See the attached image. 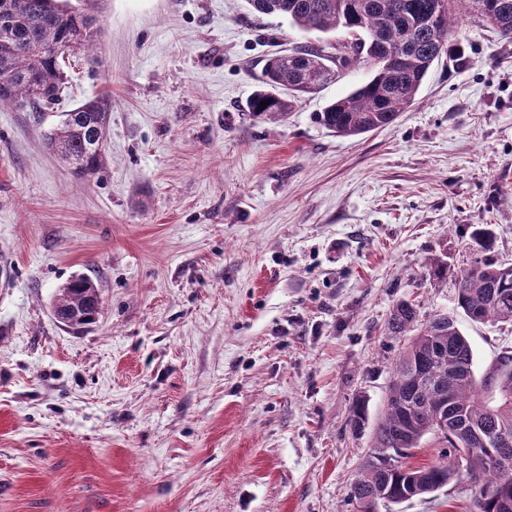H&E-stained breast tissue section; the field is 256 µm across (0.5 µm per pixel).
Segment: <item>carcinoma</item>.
<instances>
[{"instance_id": "carcinoma-1", "label": "carcinoma", "mask_w": 512, "mask_h": 512, "mask_svg": "<svg viewBox=\"0 0 512 512\" xmlns=\"http://www.w3.org/2000/svg\"><path fill=\"white\" fill-rule=\"evenodd\" d=\"M257 14H280L303 30L328 33L344 29L349 39L331 46L307 45L278 52L265 62L249 112L260 120L282 121L304 94L319 89L336 72L356 64L372 67L371 78L318 113L332 132L355 137L393 125L411 107L433 63L456 46L453 31L464 20H478L512 41V0H248ZM384 40L400 51L384 60L376 42L383 22ZM95 11L65 0H0V103L38 112L54 103L65 83L62 63L82 53L95 59L98 27ZM269 101L263 109L259 104ZM111 112L108 96L95 97L65 114L47 136V144L71 168L79 182L101 171ZM472 256L458 271L435 259L428 270L437 282L451 281L453 304L477 323L512 324V264L485 252L493 232L473 227ZM54 304L72 314L73 328L99 319L101 302L87 278L71 280ZM415 303L398 301L388 331H416L395 361L372 446L348 497L357 512L423 499L448 485L468 483V512H502L512 501V474L499 461H512V352L506 350L483 380L475 375L473 349L455 318L439 312L418 323ZM433 434L446 448L438 462L403 464L422 439ZM470 470L460 467L464 457Z\"/></svg>"}]
</instances>
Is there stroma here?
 <instances>
[{
  "label": "stroma",
  "instance_id": "35a3bbf8",
  "mask_svg": "<svg viewBox=\"0 0 512 512\" xmlns=\"http://www.w3.org/2000/svg\"><path fill=\"white\" fill-rule=\"evenodd\" d=\"M92 65L42 115L0 105V512H355L347 500L407 339L393 306L451 311L477 376L512 325L455 309L473 225L512 263V41L473 23L397 122L356 137L248 103L272 53L332 43L247 0H102ZM109 96L105 162L77 182L45 144ZM102 314L58 323L69 280ZM364 403L367 423L349 419ZM449 486L394 512H465ZM97 290L95 284L87 278L72 279L59 290L54 304L62 310H71L73 319L66 326L82 327L95 323L99 319L102 307ZM86 301L92 305L87 306ZM75 309L78 310L79 316Z\"/></svg>",
  "mask_w": 512,
  "mask_h": 512
}]
</instances>
